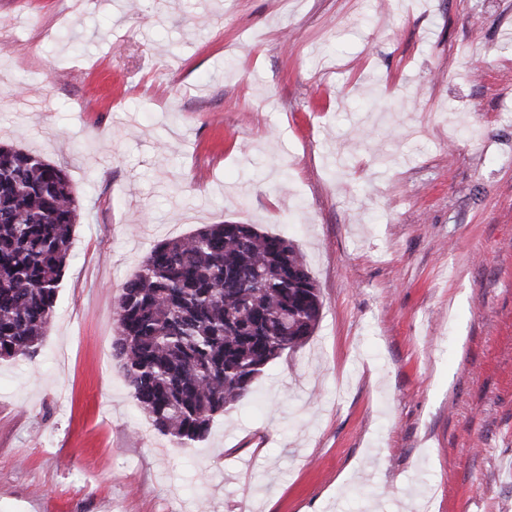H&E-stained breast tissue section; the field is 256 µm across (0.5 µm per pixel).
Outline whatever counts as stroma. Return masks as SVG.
Segmentation results:
<instances>
[{
	"instance_id": "1",
	"label": "stroma",
	"mask_w": 512,
	"mask_h": 512,
	"mask_svg": "<svg viewBox=\"0 0 512 512\" xmlns=\"http://www.w3.org/2000/svg\"><path fill=\"white\" fill-rule=\"evenodd\" d=\"M507 41L512 0H0V140L80 204L38 354L0 362V512H512ZM222 222L292 239L321 317L180 447L114 308Z\"/></svg>"
}]
</instances>
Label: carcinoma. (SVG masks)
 Returning a JSON list of instances; mask_svg holds the SVG:
<instances>
[{
  "instance_id": "carcinoma-1",
  "label": "carcinoma",
  "mask_w": 512,
  "mask_h": 512,
  "mask_svg": "<svg viewBox=\"0 0 512 512\" xmlns=\"http://www.w3.org/2000/svg\"><path fill=\"white\" fill-rule=\"evenodd\" d=\"M79 204L62 167L0 145V360L32 358L51 322ZM293 240L207 224L156 245L119 295L113 355L141 411L174 444L204 438L321 316Z\"/></svg>"
}]
</instances>
